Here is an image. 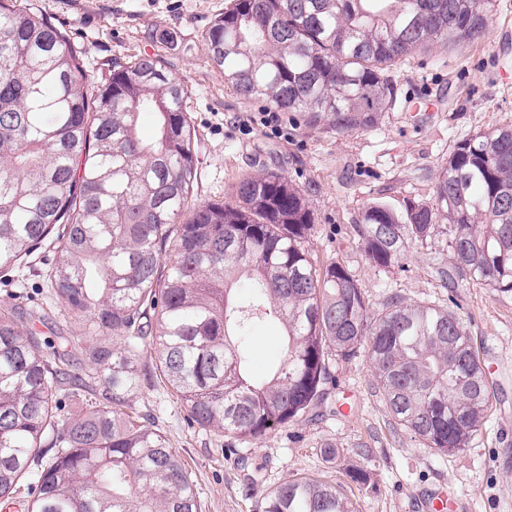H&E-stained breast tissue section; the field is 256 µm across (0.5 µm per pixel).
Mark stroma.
I'll list each match as a JSON object with an SVG mask.
<instances>
[{"label": "stroma", "mask_w": 512, "mask_h": 512, "mask_svg": "<svg viewBox=\"0 0 512 512\" xmlns=\"http://www.w3.org/2000/svg\"><path fill=\"white\" fill-rule=\"evenodd\" d=\"M65 30L91 78L112 59L157 57L188 88L197 177L190 203L236 200L239 182L275 173L298 188L314 217L307 248L314 263L346 266L372 309L392 296L452 305L488 379L492 403L469 448L440 455L398 425L373 392L366 357L337 362L336 386L306 418L257 442L240 443L190 425L159 377L131 398L168 438L198 491L201 512H260L263 498L297 474L328 481L351 468L370 482L352 488L361 512H425L446 488L461 512H512V295L470 280L449 285L448 237L411 248L402 266L376 270L353 230L370 205L429 204L456 143L512 125V0H495L486 35L475 43L419 49L394 66V104L375 123L339 132L302 112L269 122V103L245 99L224 81L204 35L231 0H21ZM438 110L427 113L421 101ZM252 370L264 373L283 348L280 328L261 322L248 339Z\"/></svg>", "instance_id": "obj_1"}]
</instances>
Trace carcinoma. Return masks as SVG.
<instances>
[{"label":"carcinoma","instance_id":"carcinoma-1","mask_svg":"<svg viewBox=\"0 0 512 512\" xmlns=\"http://www.w3.org/2000/svg\"><path fill=\"white\" fill-rule=\"evenodd\" d=\"M492 5L233 0L204 40L240 96L344 132L386 111L400 60L482 39ZM187 94L150 55L112 62L95 84L46 15L0 0V269L31 270L47 288L41 303L0 300V503L23 488L21 512H199L188 470L130 405L146 349L191 424L243 443L322 403L331 363L363 352L398 424L440 454L466 448L492 397L456 313L397 296L371 311L349 269L310 260L313 213L278 175L244 178L233 204L188 207ZM143 112L158 116L152 140ZM441 229L448 279L512 294V127L457 143L433 205L375 203L354 225L380 271ZM48 304L67 331L43 344L25 320L46 321ZM258 321L286 336L260 381L247 372ZM87 329L104 340L86 344ZM262 509L360 512L341 485L309 476Z\"/></svg>","mask_w":512,"mask_h":512}]
</instances>
